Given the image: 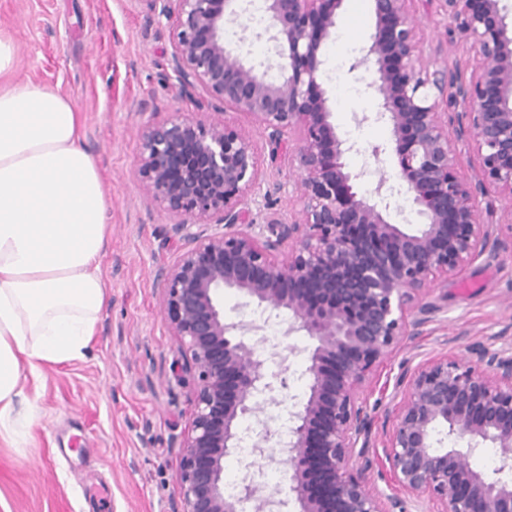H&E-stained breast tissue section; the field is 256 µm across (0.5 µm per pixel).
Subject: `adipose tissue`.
Instances as JSON below:
<instances>
[{
	"label": "adipose tissue",
	"instance_id": "adipose-tissue-1",
	"mask_svg": "<svg viewBox=\"0 0 512 512\" xmlns=\"http://www.w3.org/2000/svg\"><path fill=\"white\" fill-rule=\"evenodd\" d=\"M15 66L0 34V440L13 446L38 418L24 381L82 358L96 332L108 237L80 112L54 90L11 81Z\"/></svg>",
	"mask_w": 512,
	"mask_h": 512
}]
</instances>
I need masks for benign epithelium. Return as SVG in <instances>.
<instances>
[{"instance_id":"obj_1","label":"benign epithelium","mask_w":512,"mask_h":512,"mask_svg":"<svg viewBox=\"0 0 512 512\" xmlns=\"http://www.w3.org/2000/svg\"><path fill=\"white\" fill-rule=\"evenodd\" d=\"M160 2L181 92L200 89L210 106L253 123L246 130L217 112H153L138 130L141 193L163 207L181 241L154 278L181 356L175 378L192 385L173 512H407L408 500L427 502V512H512L511 345L483 347L475 363L444 356L401 372L383 448L390 481L408 500L370 488L366 459L376 369L428 322L423 298L438 283L496 257L501 223L483 219L478 197L512 199V24L500 0H446L448 50L474 60L453 70L423 64L415 0H369L373 31L350 69L372 73L375 110L354 120L388 125V147L344 138L331 122L321 51L342 0H261L267 24L251 36L268 53L256 63L225 39L253 0L237 8V0ZM256 132L272 154L285 150L298 173L300 209L287 223L259 224L244 209L248 198L279 190L261 191ZM464 148L477 157L469 173L461 171ZM391 150L423 218L413 232L393 219V186L381 178L364 193L366 172L345 162L364 151L382 163ZM245 222L249 230L236 229ZM226 289L247 306L288 312L286 333L314 341L281 459L267 411L283 403L288 368L260 325L225 318ZM247 417L259 425V458L288 472L283 499L260 469L244 475L236 496L224 494V459ZM441 426L466 447H438ZM488 442L500 451L490 474L470 463Z\"/></svg>"}]
</instances>
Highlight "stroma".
<instances>
[{
	"label": "stroma",
	"mask_w": 512,
	"mask_h": 512,
	"mask_svg": "<svg viewBox=\"0 0 512 512\" xmlns=\"http://www.w3.org/2000/svg\"><path fill=\"white\" fill-rule=\"evenodd\" d=\"M159 9L155 0H0V34L17 48L13 80L58 91L82 114V144L97 164L111 227L99 262L108 300L92 342L84 357L26 383L40 421L21 447L0 442V512H172L179 501L177 445L191 406L188 387L174 377L180 355L154 277L180 243L162 208L141 194L137 130L149 112L193 115L207 95H179ZM412 9L427 60L471 63L466 52L448 54L445 0H414ZM353 55L332 39L323 48L324 69L339 68L341 76L322 81L332 121L340 134L389 142V128L353 120L374 107L369 73L349 69ZM257 147L264 181L281 186L257 207L288 221L297 172L272 158L265 139ZM501 240L497 259H478L428 295L433 311L421 335L405 339L376 372L374 396L383 407L369 457L372 483L383 493L401 494L387 481L379 443L403 366L446 354L471 360L478 348L512 344V233Z\"/></svg>",
	"instance_id": "35a3bbf8"
}]
</instances>
